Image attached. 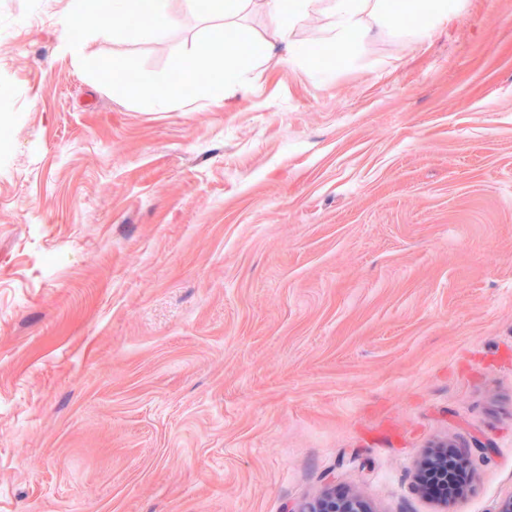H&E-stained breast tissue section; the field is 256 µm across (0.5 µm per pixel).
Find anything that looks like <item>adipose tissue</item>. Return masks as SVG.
Returning <instances> with one entry per match:
<instances>
[{
	"instance_id": "1",
	"label": "adipose tissue",
	"mask_w": 512,
	"mask_h": 512,
	"mask_svg": "<svg viewBox=\"0 0 512 512\" xmlns=\"http://www.w3.org/2000/svg\"><path fill=\"white\" fill-rule=\"evenodd\" d=\"M254 0H211L206 10L207 19L217 20L218 25L210 33L205 48L192 56L179 60L175 77L165 82L154 92L153 99L157 108L164 109L179 98V81L189 79L197 71L212 70L216 76L211 84L210 93L220 100L229 85L239 90H248L250 83L248 70L240 59L251 53H258L266 64L277 66L284 62L283 45L289 44L292 33L306 25L314 16L331 8L334 22L328 30L324 42L332 46L349 48L352 43L365 38L369 32L368 20H376L397 27L399 18L404 14L418 16L419 23L411 34L418 39L426 38L430 33L446 23L457 10L456 0H291L287 21L279 33L280 45L256 46L251 31L242 27L241 20L251 8ZM145 9L156 21L166 16V0H108L107 5H90L89 0H71V9L66 17L60 40L64 49L75 46L74 32L92 23L96 34L119 38L124 34L122 18ZM234 29L238 32L235 43H227L224 32Z\"/></svg>"
}]
</instances>
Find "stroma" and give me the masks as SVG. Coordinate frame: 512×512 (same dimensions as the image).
I'll list each match as a JSON object with an SVG mask.
<instances>
[{
  "mask_svg": "<svg viewBox=\"0 0 512 512\" xmlns=\"http://www.w3.org/2000/svg\"><path fill=\"white\" fill-rule=\"evenodd\" d=\"M0 0V512H495L512 495V0L168 110L150 40ZM63 252L65 263L46 261ZM472 481L427 497L435 446ZM300 512H368L366 506L356 498L336 501L335 496L325 495L315 504Z\"/></svg>",
  "mask_w": 512,
  "mask_h": 512,
  "instance_id": "35a3bbf8",
  "label": "stroma"
}]
</instances>
